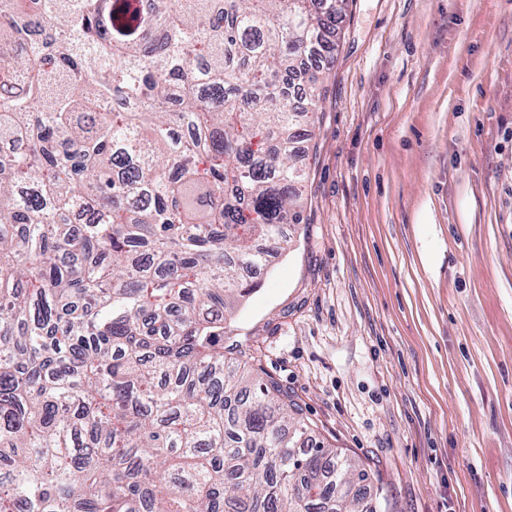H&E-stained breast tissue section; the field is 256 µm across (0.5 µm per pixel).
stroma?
<instances>
[{
	"instance_id": "1",
	"label": "stroma",
	"mask_w": 512,
	"mask_h": 512,
	"mask_svg": "<svg viewBox=\"0 0 512 512\" xmlns=\"http://www.w3.org/2000/svg\"><path fill=\"white\" fill-rule=\"evenodd\" d=\"M337 44L224 346L385 512H512V0H352Z\"/></svg>"
}]
</instances>
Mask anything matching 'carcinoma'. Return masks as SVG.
<instances>
[{"instance_id": "carcinoma-1", "label": "carcinoma", "mask_w": 512, "mask_h": 512, "mask_svg": "<svg viewBox=\"0 0 512 512\" xmlns=\"http://www.w3.org/2000/svg\"><path fill=\"white\" fill-rule=\"evenodd\" d=\"M348 3L0 0V512H370L224 352Z\"/></svg>"}]
</instances>
